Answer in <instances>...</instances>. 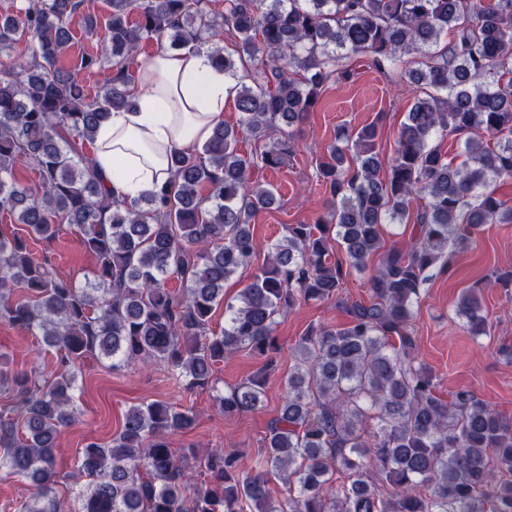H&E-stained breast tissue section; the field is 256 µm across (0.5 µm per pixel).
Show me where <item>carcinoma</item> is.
Listing matches in <instances>:
<instances>
[{
  "instance_id": "1",
  "label": "carcinoma",
  "mask_w": 512,
  "mask_h": 512,
  "mask_svg": "<svg viewBox=\"0 0 512 512\" xmlns=\"http://www.w3.org/2000/svg\"><path fill=\"white\" fill-rule=\"evenodd\" d=\"M108 0L101 56L62 64L83 0H27L0 13V213L53 239L77 228L95 269L82 286L36 260L27 240L0 234V320L42 337L55 350L50 380L0 368V387L18 397L25 436L0 418V469L35 487L24 512H73L55 493V441L73 423L77 371L87 359L117 369L160 364L190 387L214 388V368L244 352L265 373L214 395L226 416L258 407L266 373L278 365L277 318L296 304L341 295L349 269L382 253L369 300L342 302V327H309L291 348L281 409L264 452L246 468L222 448L176 456L167 441L195 423L171 404L135 406L118 438L83 448L88 483L78 512H512V420L462 387L445 401L436 376L418 360L413 319L428 272L452 271L449 246L467 244L485 224L512 223L492 185L512 177V0ZM450 35L452 41L441 44ZM176 49L206 39L237 78L236 127L218 123L199 153L171 158V179L135 204L109 194L85 144L112 113L132 105L129 70L142 42ZM230 40L232 49L220 46ZM418 55V68L403 70ZM363 60L380 73H404L414 103L395 157L382 171L371 123L343 133L342 146L317 163L328 211L289 224L267 244L266 263L224 308V330L210 320L224 283L260 250L251 224L275 193L250 181L291 153L285 129L314 111L331 81L347 80ZM261 66L247 70L248 61ZM107 66L101 90L86 94L80 71ZM467 135L462 160L431 143L438 133ZM497 139L490 145L485 136ZM266 142L260 161L240 138ZM35 175L20 185L15 168ZM417 234L384 249L381 226L403 222L419 196ZM343 247L335 257L330 241ZM178 277L177 294L167 288ZM16 288L25 296L14 297ZM463 328L491 336L480 287L456 306ZM278 472L288 494L273 495ZM205 475L195 496L184 488ZM346 481L337 482L338 475Z\"/></svg>"
}]
</instances>
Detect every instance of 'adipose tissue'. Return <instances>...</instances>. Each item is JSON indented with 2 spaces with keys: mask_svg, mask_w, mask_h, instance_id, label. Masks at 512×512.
Returning <instances> with one entry per match:
<instances>
[{
  "mask_svg": "<svg viewBox=\"0 0 512 512\" xmlns=\"http://www.w3.org/2000/svg\"><path fill=\"white\" fill-rule=\"evenodd\" d=\"M236 84L207 51L194 47L143 63L134 106L112 113L93 142L92 156L112 196L131 203L157 192L169 178L170 157L210 138Z\"/></svg>",
  "mask_w": 512,
  "mask_h": 512,
  "instance_id": "adipose-tissue-1",
  "label": "adipose tissue"
}]
</instances>
